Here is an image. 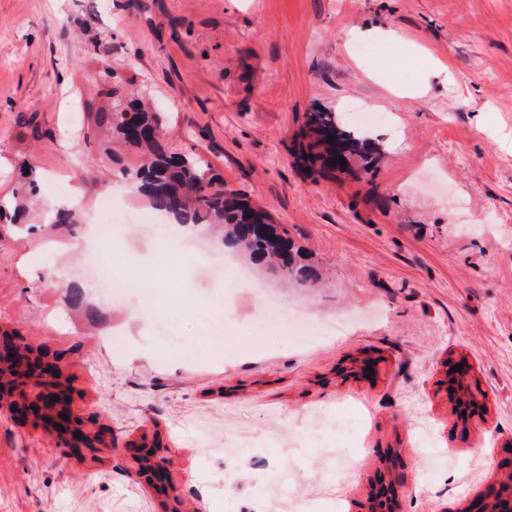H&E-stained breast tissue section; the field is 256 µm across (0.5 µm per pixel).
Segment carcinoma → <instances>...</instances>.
<instances>
[{
  "label": "carcinoma",
  "instance_id": "1",
  "mask_svg": "<svg viewBox=\"0 0 512 512\" xmlns=\"http://www.w3.org/2000/svg\"><path fill=\"white\" fill-rule=\"evenodd\" d=\"M100 95L109 107L88 113L86 138L104 133L98 145L110 153L109 143L118 142L127 150L146 157V162L122 175L144 196L154 210L176 224H216L224 227V245L235 249L244 262L285 283L315 286L320 282L318 266L294 247L288 231L276 224L264 209L250 204L240 193L224 187L211 164L195 153H173L165 140L164 115L141 99L125 93L111 82L106 67L99 71ZM336 139L329 140L330 136ZM301 153L311 165L325 173L342 170L356 159L366 158L373 149L372 139L342 127L336 114L313 111L306 116ZM29 174L12 192L20 201L14 214L0 200V224L17 222L24 212L22 202L39 190V175L33 165Z\"/></svg>",
  "mask_w": 512,
  "mask_h": 512
}]
</instances>
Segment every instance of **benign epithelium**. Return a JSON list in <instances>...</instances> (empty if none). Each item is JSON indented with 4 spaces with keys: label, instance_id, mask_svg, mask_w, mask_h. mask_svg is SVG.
<instances>
[{
    "label": "benign epithelium",
    "instance_id": "obj_1",
    "mask_svg": "<svg viewBox=\"0 0 512 512\" xmlns=\"http://www.w3.org/2000/svg\"><path fill=\"white\" fill-rule=\"evenodd\" d=\"M470 371V366L465 363L461 371L448 373V390L453 401L457 402V426L463 436L467 435L471 421L485 404V393L469 381ZM62 372L63 365L59 361L53 370L46 363L36 361L27 375L15 376L9 383L0 386V394L10 399V405L15 407L12 411L15 420L32 419L57 437L56 447L65 453L82 458L92 457L96 451L88 447L87 443L93 438V432L82 424L76 425V422L85 420L77 407L69 405L66 420L57 417L60 407L49 410L48 414L55 417L51 423L44 422L39 412L35 411V407L43 406L52 393L64 388L61 383ZM465 411L468 412L466 416L463 415ZM76 426L80 429L79 438L73 433ZM385 462L386 468L380 473L372 498L364 505L363 512H400V498L406 484L402 453L386 452ZM142 475L156 486L160 494L168 499H178L176 489L170 484L165 471L148 470L142 472ZM465 512H512V476L488 486L474 496L466 505Z\"/></svg>",
    "mask_w": 512,
    "mask_h": 512
}]
</instances>
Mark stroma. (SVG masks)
I'll return each instance as SVG.
<instances>
[{
	"label": "stroma",
	"instance_id": "stroma-1",
	"mask_svg": "<svg viewBox=\"0 0 512 512\" xmlns=\"http://www.w3.org/2000/svg\"><path fill=\"white\" fill-rule=\"evenodd\" d=\"M165 114L172 149L285 226L320 288L225 279L227 324L185 305L101 297L78 222L46 216L78 168L145 204L86 143L100 63ZM452 81H445L444 71ZM390 115L369 163L324 177L299 142L312 110L357 129ZM40 173L30 222L0 236V330L58 354L73 400L110 429L100 461L63 454L0 407V512H164L137 475L159 439L184 512H360L385 449L410 476L401 512H462L512 456V0H0V197ZM161 240L124 221L113 266ZM348 332L305 347L252 324L260 291ZM372 358L370 377L350 374ZM487 394L459 438L449 363ZM188 307L199 324H201L208 332L212 333V335L220 336L224 333L223 320L219 313L215 309L211 308L210 305L199 304L189 305Z\"/></svg>",
	"mask_w": 512,
	"mask_h": 512
}]
</instances>
